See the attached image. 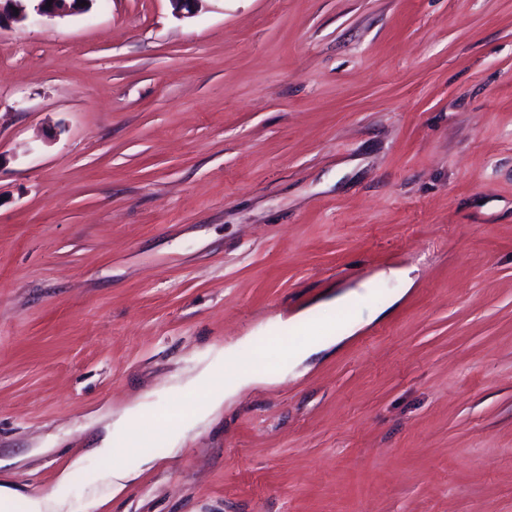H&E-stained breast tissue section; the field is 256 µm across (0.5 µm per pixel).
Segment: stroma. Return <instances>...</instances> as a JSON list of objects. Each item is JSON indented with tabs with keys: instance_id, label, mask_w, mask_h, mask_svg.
<instances>
[{
	"instance_id": "stroma-1",
	"label": "stroma",
	"mask_w": 512,
	"mask_h": 512,
	"mask_svg": "<svg viewBox=\"0 0 512 512\" xmlns=\"http://www.w3.org/2000/svg\"><path fill=\"white\" fill-rule=\"evenodd\" d=\"M256 359L100 480L126 409L168 421ZM76 460L68 512H512V0H94L0 31V483ZM258 362L241 369L235 377L224 379V363L217 361L201 373L187 388L197 394L202 400L197 407L182 410L176 417L175 424L190 423L205 419L217 409L224 396L234 393L238 388L252 382L261 381L265 377Z\"/></svg>"
}]
</instances>
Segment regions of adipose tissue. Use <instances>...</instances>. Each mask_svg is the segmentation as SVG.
<instances>
[{"mask_svg": "<svg viewBox=\"0 0 512 512\" xmlns=\"http://www.w3.org/2000/svg\"><path fill=\"white\" fill-rule=\"evenodd\" d=\"M264 373L258 364H251L241 369L236 376L224 375L223 362L210 365L192 382L191 387L200 399L197 407L181 411L177 419L182 423L205 419L217 409L226 395L252 382L262 380ZM157 419L147 408L137 407L110 424L100 446L97 456L103 463L101 478L111 485H122L130 477L123 467L122 459L126 454L120 445L127 434L137 428L153 432ZM70 495V476L62 474L49 495L36 496L25 492L13 484L0 485V512H62Z\"/></svg>", "mask_w": 512, "mask_h": 512, "instance_id": "1", "label": "adipose tissue"}]
</instances>
